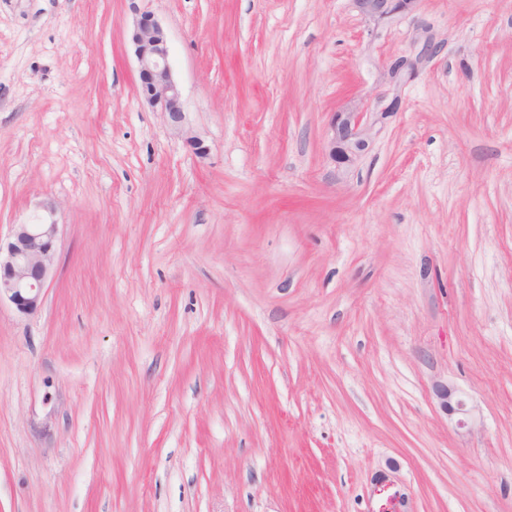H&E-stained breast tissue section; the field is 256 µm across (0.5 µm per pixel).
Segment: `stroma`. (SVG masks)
Returning <instances> with one entry per match:
<instances>
[{"mask_svg": "<svg viewBox=\"0 0 512 512\" xmlns=\"http://www.w3.org/2000/svg\"><path fill=\"white\" fill-rule=\"evenodd\" d=\"M139 9L183 132L138 94ZM394 98L335 161L337 113ZM38 220L0 512H377L383 474L408 512H512V0H0V239ZM362 14L383 20L412 9L418 0H355ZM434 394L441 408H443L448 415L459 414L467 416L470 414L471 410L468 409L465 400L460 398L456 390L447 384H437Z\"/></svg>", "mask_w": 512, "mask_h": 512, "instance_id": "1", "label": "stroma"}]
</instances>
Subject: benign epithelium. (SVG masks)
Here are the masks:
<instances>
[{"label": "benign epithelium", "instance_id": "benign-epithelium-1", "mask_svg": "<svg viewBox=\"0 0 512 512\" xmlns=\"http://www.w3.org/2000/svg\"><path fill=\"white\" fill-rule=\"evenodd\" d=\"M362 14L383 20L412 9L418 0H355ZM130 40L138 64V93L158 109L174 130L182 129V94L168 64L169 46L161 24L149 13L134 21ZM377 118L367 112H340L330 140V154L348 163L372 140ZM58 238V225L29 223L13 225L11 241L0 246V299H7L24 317L39 310L51 271ZM434 394L448 415H469L465 400L446 384L435 386Z\"/></svg>", "mask_w": 512, "mask_h": 512}]
</instances>
